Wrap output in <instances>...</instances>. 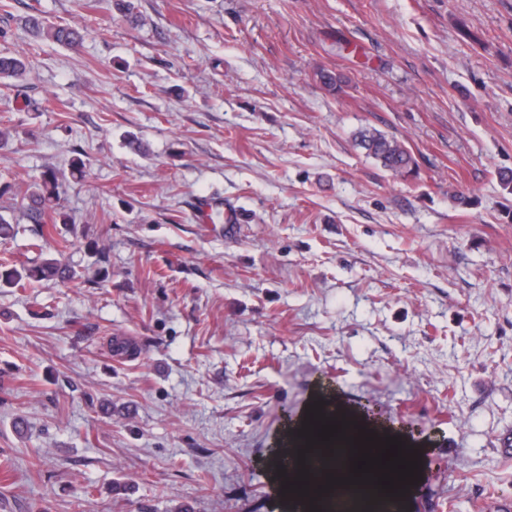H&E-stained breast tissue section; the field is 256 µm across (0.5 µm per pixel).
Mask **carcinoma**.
<instances>
[{"label": "carcinoma", "mask_w": 512, "mask_h": 512, "mask_svg": "<svg viewBox=\"0 0 512 512\" xmlns=\"http://www.w3.org/2000/svg\"><path fill=\"white\" fill-rule=\"evenodd\" d=\"M27 24L37 36L45 37L52 42L73 47L80 40L78 32L66 25L51 23L38 14L28 17ZM29 58L12 55H0V79H20L31 70ZM354 145L365 151L368 158L375 160L382 168L395 177L406 178L414 173L416 160L403 142L390 137L372 126H365L352 135ZM63 184L55 171H46L40 180L28 185L27 189L16 193L15 210L19 217L7 218L0 214V238L11 235L13 225L18 219L39 225L35 247L43 248L50 243L56 233L57 222H69V216L61 205ZM75 271L67 264L55 258L44 260L34 268L18 269L8 264L0 266V282L5 285H17L22 280H58L71 281Z\"/></svg>", "instance_id": "obj_1"}]
</instances>
